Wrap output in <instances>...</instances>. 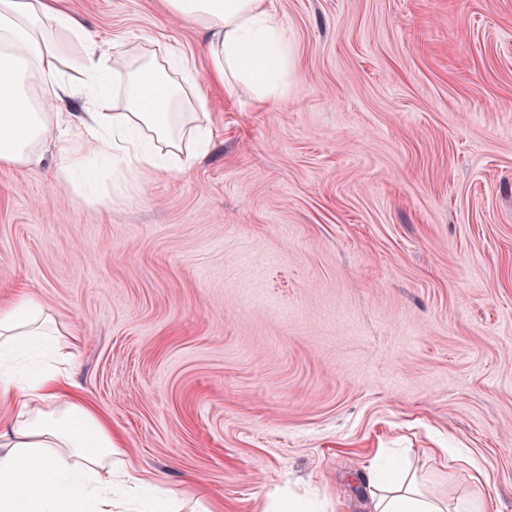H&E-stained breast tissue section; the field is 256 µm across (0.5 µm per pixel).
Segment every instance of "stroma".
<instances>
[{
	"label": "stroma",
	"mask_w": 512,
	"mask_h": 512,
	"mask_svg": "<svg viewBox=\"0 0 512 512\" xmlns=\"http://www.w3.org/2000/svg\"><path fill=\"white\" fill-rule=\"evenodd\" d=\"M185 56L206 151L89 206L0 165V307L58 322L118 463L187 512H364L377 452L461 448L512 512V0H276L288 90L209 77L167 0H48Z\"/></svg>",
	"instance_id": "35a3bbf8"
}]
</instances>
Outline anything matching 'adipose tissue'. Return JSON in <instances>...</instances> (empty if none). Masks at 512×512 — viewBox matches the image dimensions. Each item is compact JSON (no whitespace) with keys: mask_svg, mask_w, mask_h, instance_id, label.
<instances>
[{"mask_svg":"<svg viewBox=\"0 0 512 512\" xmlns=\"http://www.w3.org/2000/svg\"><path fill=\"white\" fill-rule=\"evenodd\" d=\"M171 11L206 35L203 51L218 81H240L258 98L284 90L287 30L274 0H168ZM82 37L75 19L46 0H0V164L24 165L49 140L61 175L87 200L115 179L159 169L183 172L185 139L203 140L194 103L204 97L186 60L111 53L91 44L82 71L86 112L52 111L68 96L58 37ZM58 333L40 301L22 295L0 308V392L16 412L0 428V512H118L135 506L143 479L127 471V497H112L120 448L108 421L77 391L55 345ZM442 471L403 469L380 460L369 483L371 512H487L489 476L448 500L433 489Z\"/></svg>","mask_w":512,"mask_h":512,"instance_id":"1","label":"adipose tissue"}]
</instances>
